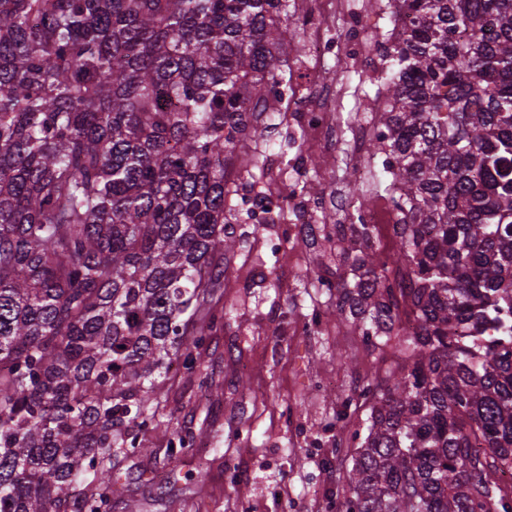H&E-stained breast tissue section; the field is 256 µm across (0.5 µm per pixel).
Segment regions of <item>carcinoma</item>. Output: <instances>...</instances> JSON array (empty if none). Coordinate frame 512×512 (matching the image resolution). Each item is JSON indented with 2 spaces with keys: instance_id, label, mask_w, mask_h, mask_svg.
<instances>
[{
  "instance_id": "cac0c4a2",
  "label": "carcinoma",
  "mask_w": 512,
  "mask_h": 512,
  "mask_svg": "<svg viewBox=\"0 0 512 512\" xmlns=\"http://www.w3.org/2000/svg\"><path fill=\"white\" fill-rule=\"evenodd\" d=\"M403 3L372 143L398 246L325 235L360 270L337 310L397 337L340 508L512 512V0ZM291 25L288 0H0V512H106L155 375L199 371L229 155L292 90Z\"/></svg>"
}]
</instances>
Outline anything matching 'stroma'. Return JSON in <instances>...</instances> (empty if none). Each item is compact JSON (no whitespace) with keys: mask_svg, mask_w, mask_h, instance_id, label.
Listing matches in <instances>:
<instances>
[{"mask_svg":"<svg viewBox=\"0 0 512 512\" xmlns=\"http://www.w3.org/2000/svg\"><path fill=\"white\" fill-rule=\"evenodd\" d=\"M322 18L341 43L365 48L364 57H313L304 34L314 8L296 0L291 66L308 86L310 103L332 101L342 137L325 142L304 133L285 113L271 142L236 146L227 180L237 206L227 219L236 239L224 255V284L214 300L224 328L201 350L199 376L171 365L160 378V426L141 430L143 453L111 451L117 479L111 512H336L345 486L337 447L354 444V425L340 421L365 377L390 368L392 346L367 345L354 320L336 312L334 283L354 279L350 257L321 233L324 222L357 223L353 202L385 214L374 242L396 246L389 223L397 211L378 190L381 158L370 146L386 98L390 61L379 49L392 28L387 0H342ZM265 193L300 204L285 206L265 223L253 205ZM189 431L194 447L177 460L167 450L176 433Z\"/></svg>","mask_w":512,"mask_h":512,"instance_id":"35a3bbf8","label":"stroma"}]
</instances>
